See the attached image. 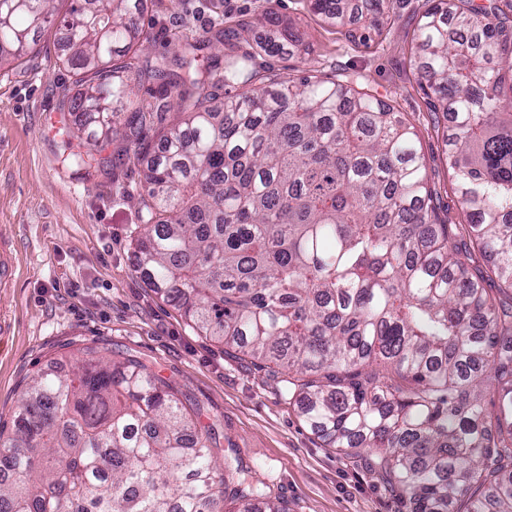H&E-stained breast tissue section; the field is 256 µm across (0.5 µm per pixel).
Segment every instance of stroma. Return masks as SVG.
<instances>
[{"instance_id":"35a3bbf8","label":"stroma","mask_w":512,"mask_h":512,"mask_svg":"<svg viewBox=\"0 0 512 512\" xmlns=\"http://www.w3.org/2000/svg\"><path fill=\"white\" fill-rule=\"evenodd\" d=\"M426 0H395L393 20L367 45L324 24L307 0H143L139 22L151 42L146 57L168 54L176 36L202 38L215 21L225 41L267 37V11L292 22L308 55H260L274 73L340 80L404 114L442 220L466 234L465 216L447 164L446 121L418 81L415 46ZM55 28L36 35L21 64L0 67V234L16 258L11 288L0 290L10 334L0 340V430L11 431L19 401L40 370L71 372V350L105 343L137 356L162 380L204 406L220 449L238 448L244 464L288 505L289 512H400L382 478L359 457L325 446L279 392L270 368L239 359L199 335L148 287L135 268L143 231L134 202L143 167L119 143L89 148L74 136L71 76ZM115 159L114 177L87 175L67 163L73 153Z\"/></svg>"}]
</instances>
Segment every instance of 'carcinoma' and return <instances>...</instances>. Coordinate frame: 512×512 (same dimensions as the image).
Masks as SVG:
<instances>
[{
    "label": "carcinoma",
    "instance_id": "obj_1",
    "mask_svg": "<svg viewBox=\"0 0 512 512\" xmlns=\"http://www.w3.org/2000/svg\"><path fill=\"white\" fill-rule=\"evenodd\" d=\"M389 0H309L332 26ZM69 111L89 139L147 158L136 268L203 336L273 364L281 395L327 446L360 455L408 512H512V0H427L417 43L469 233L499 288L439 222L414 127L349 80L272 78L258 52L179 39L139 61L135 0H70ZM54 0H0V65ZM260 50L302 44L273 12ZM159 82L154 102L136 85ZM238 93L213 103L209 88ZM152 154L145 144L155 119ZM133 107L117 122L118 110ZM204 407L137 357L86 348L27 387L0 434V512H286L240 455L216 461Z\"/></svg>",
    "mask_w": 512,
    "mask_h": 512
}]
</instances>
